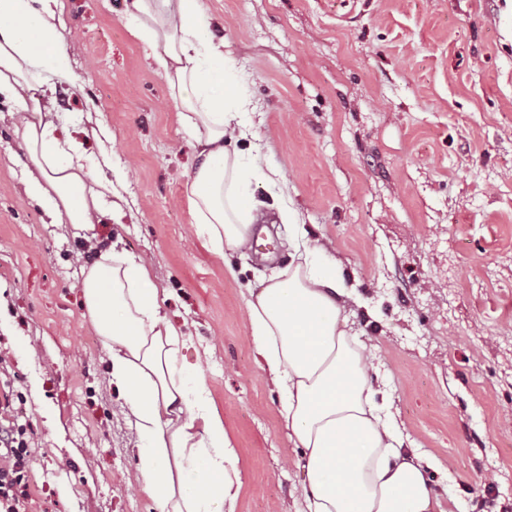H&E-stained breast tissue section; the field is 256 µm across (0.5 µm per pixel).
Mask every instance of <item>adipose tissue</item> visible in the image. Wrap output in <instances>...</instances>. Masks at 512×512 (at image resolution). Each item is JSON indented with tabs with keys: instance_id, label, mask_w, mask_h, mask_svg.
<instances>
[{
	"instance_id": "obj_1",
	"label": "adipose tissue",
	"mask_w": 512,
	"mask_h": 512,
	"mask_svg": "<svg viewBox=\"0 0 512 512\" xmlns=\"http://www.w3.org/2000/svg\"><path fill=\"white\" fill-rule=\"evenodd\" d=\"M59 0H0V96L15 111H47V90L70 82ZM179 120L198 147L185 184L193 223L217 255L254 235L252 181L278 173L231 146L249 102L224 58L202 0H127ZM28 95H19V88ZM21 137L35 171L26 191L57 223L92 229L112 181L91 174L82 142L59 139L52 122L25 121ZM86 314L107 349L108 376L134 419L140 483L157 512H236L238 455L207 389L187 382L188 338L163 312L166 288L135 257L109 247L85 266ZM351 285L323 247L297 248L292 262L246 302L256 352L282 395L286 434L302 450L308 512H434L425 473L436 462L409 447L363 346L348 330Z\"/></svg>"
}]
</instances>
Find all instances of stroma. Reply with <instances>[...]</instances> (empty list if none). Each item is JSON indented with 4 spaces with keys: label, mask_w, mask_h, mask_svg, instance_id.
<instances>
[{
    "label": "stroma",
    "mask_w": 512,
    "mask_h": 512,
    "mask_svg": "<svg viewBox=\"0 0 512 512\" xmlns=\"http://www.w3.org/2000/svg\"><path fill=\"white\" fill-rule=\"evenodd\" d=\"M250 101L244 153L269 253L220 257L193 224L199 159L126 0H63L72 70L49 119L107 160L93 232L143 260L239 458L236 512H307L299 449L245 314L250 288L324 242L360 298L349 326L443 512H512V0H204ZM0 98V402L30 425L28 512H156L137 432L78 282L95 253L25 192ZM297 210L301 226L283 223Z\"/></svg>",
    "instance_id": "stroma-1"
}]
</instances>
